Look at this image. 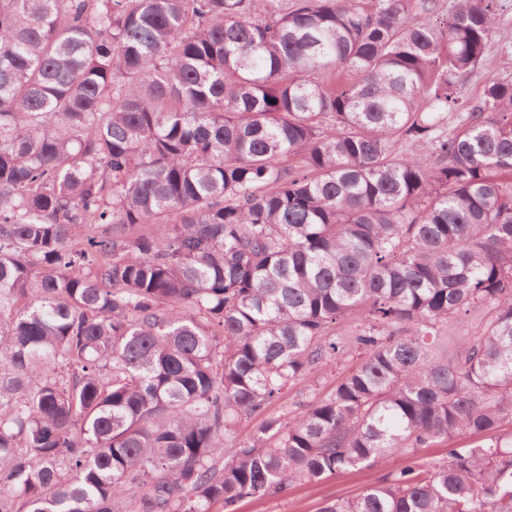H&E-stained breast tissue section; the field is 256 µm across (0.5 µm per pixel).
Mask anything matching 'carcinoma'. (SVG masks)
<instances>
[{
    "instance_id": "1",
    "label": "carcinoma",
    "mask_w": 512,
    "mask_h": 512,
    "mask_svg": "<svg viewBox=\"0 0 512 512\" xmlns=\"http://www.w3.org/2000/svg\"><path fill=\"white\" fill-rule=\"evenodd\" d=\"M504 7L0 0V512H512ZM512 69L507 68L499 51V41L493 38L487 46L484 59L478 69L461 78L460 95L469 101H479L484 84L499 78L511 77ZM394 462L376 464L357 472L330 476L317 484H294L286 499H245L238 512H319L324 503L337 498H354L372 486Z\"/></svg>"
}]
</instances>
